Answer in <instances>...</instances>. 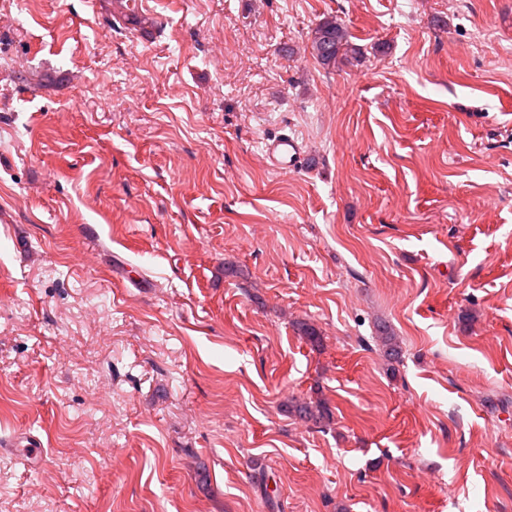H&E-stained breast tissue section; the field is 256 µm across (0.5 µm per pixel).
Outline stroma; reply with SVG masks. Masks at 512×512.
Instances as JSON below:
<instances>
[{"label": "stroma", "mask_w": 512, "mask_h": 512, "mask_svg": "<svg viewBox=\"0 0 512 512\" xmlns=\"http://www.w3.org/2000/svg\"><path fill=\"white\" fill-rule=\"evenodd\" d=\"M331 16L358 65L312 56ZM510 487L512 0H0V512ZM265 160L277 172L299 169L305 161L302 144L288 133L274 136L265 143ZM289 412L304 423H312L313 425H320L322 423H329L332 414L324 399H317L316 401H303L295 402L289 405Z\"/></svg>", "instance_id": "35a3bbf8"}]
</instances>
